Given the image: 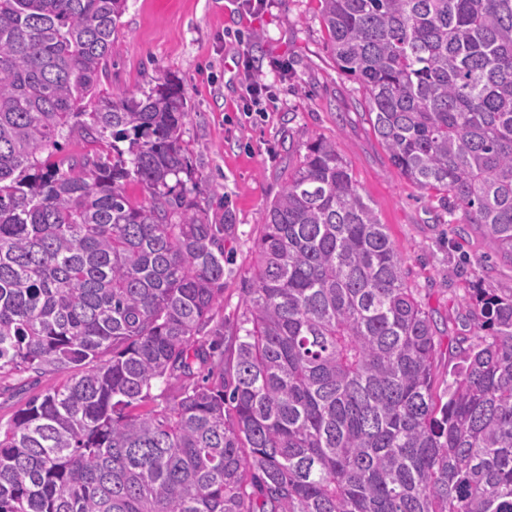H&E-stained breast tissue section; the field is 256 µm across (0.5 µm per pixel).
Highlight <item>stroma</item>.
<instances>
[{
    "mask_svg": "<svg viewBox=\"0 0 512 512\" xmlns=\"http://www.w3.org/2000/svg\"><path fill=\"white\" fill-rule=\"evenodd\" d=\"M127 0L112 66L99 91L140 92L178 82L188 116L183 181L224 237V308L234 332L245 311L264 212L304 153L306 142H335L360 194L404 258L408 285L438 324L445 374L458 363L451 339L477 340V318L464 296L474 289L512 293V262L473 225L450 222L439 194L416 187L391 164L374 132L365 94L336 67L319 0ZM268 84L264 115L248 113L247 88ZM49 373L0 379V423L26 400L56 387Z\"/></svg>",
    "mask_w": 512,
    "mask_h": 512,
    "instance_id": "obj_1",
    "label": "stroma"
}]
</instances>
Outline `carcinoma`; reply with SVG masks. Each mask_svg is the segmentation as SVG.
I'll return each instance as SVG.
<instances>
[{"label": "carcinoma", "instance_id": "cac0c4a2", "mask_svg": "<svg viewBox=\"0 0 512 512\" xmlns=\"http://www.w3.org/2000/svg\"><path fill=\"white\" fill-rule=\"evenodd\" d=\"M126 2L0 0V376H66L0 426V512H512V294L475 298L440 387L402 255L316 139L224 336L180 85L96 96ZM320 2L392 164L512 262V0ZM75 132L105 149L61 155Z\"/></svg>", "mask_w": 512, "mask_h": 512}]
</instances>
